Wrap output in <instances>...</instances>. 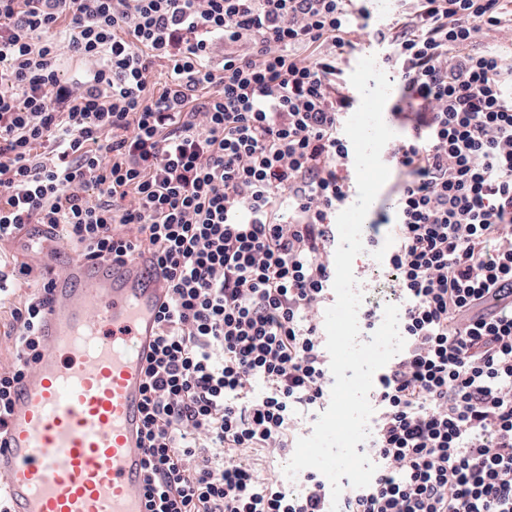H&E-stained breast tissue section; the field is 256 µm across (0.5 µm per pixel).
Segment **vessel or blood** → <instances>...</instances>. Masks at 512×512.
I'll list each match as a JSON object with an SVG mask.
<instances>
[{
    "label": "vessel or blood",
    "mask_w": 512,
    "mask_h": 512,
    "mask_svg": "<svg viewBox=\"0 0 512 512\" xmlns=\"http://www.w3.org/2000/svg\"><path fill=\"white\" fill-rule=\"evenodd\" d=\"M167 294L164 275L140 258L54 267L47 346L19 388L0 448L16 512H142L143 366ZM510 304L504 280L482 312Z\"/></svg>",
    "instance_id": "1"
}]
</instances>
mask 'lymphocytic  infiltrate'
<instances>
[{
	"instance_id": "f902f5d3",
	"label": "lymphocytic infiltrate",
	"mask_w": 512,
	"mask_h": 512,
	"mask_svg": "<svg viewBox=\"0 0 512 512\" xmlns=\"http://www.w3.org/2000/svg\"><path fill=\"white\" fill-rule=\"evenodd\" d=\"M508 27L512 0H396L382 22L356 0H0V243L42 224L170 288L144 367V512H330L327 478L289 495L236 458L286 450L330 397L317 313L355 102L337 61L360 30L411 121L381 257L405 347L374 380L377 470L339 512H512V310L477 313L512 279V55L478 46ZM67 51L88 64L73 85ZM17 282L33 291L11 311L0 447L45 348V274L0 266L1 293Z\"/></svg>"
}]
</instances>
